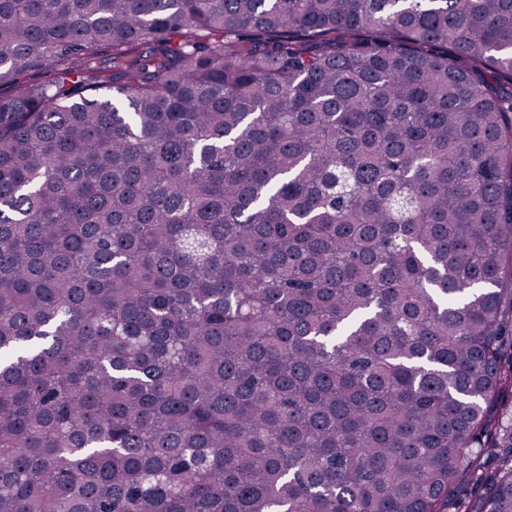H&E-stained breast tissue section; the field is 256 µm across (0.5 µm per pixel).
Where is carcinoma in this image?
Instances as JSON below:
<instances>
[{"label":"carcinoma","mask_w":512,"mask_h":512,"mask_svg":"<svg viewBox=\"0 0 512 512\" xmlns=\"http://www.w3.org/2000/svg\"><path fill=\"white\" fill-rule=\"evenodd\" d=\"M3 87L0 512H512V0H0Z\"/></svg>","instance_id":"carcinoma-1"}]
</instances>
